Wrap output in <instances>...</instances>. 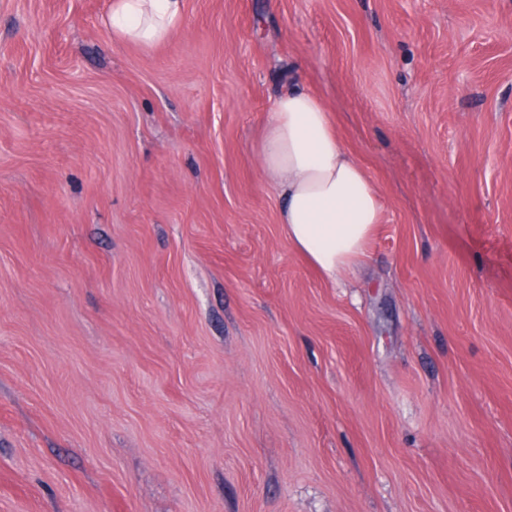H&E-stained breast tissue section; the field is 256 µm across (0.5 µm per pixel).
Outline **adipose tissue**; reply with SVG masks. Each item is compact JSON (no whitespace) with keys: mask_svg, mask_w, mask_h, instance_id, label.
Instances as JSON below:
<instances>
[{"mask_svg":"<svg viewBox=\"0 0 512 512\" xmlns=\"http://www.w3.org/2000/svg\"><path fill=\"white\" fill-rule=\"evenodd\" d=\"M183 0H112L104 25L124 41L152 47L180 26ZM262 174L282 200L279 222L292 248L326 280L363 260L381 220L377 192L336 133L324 103L289 90L261 135Z\"/></svg>","mask_w":512,"mask_h":512,"instance_id":"1","label":"adipose tissue"}]
</instances>
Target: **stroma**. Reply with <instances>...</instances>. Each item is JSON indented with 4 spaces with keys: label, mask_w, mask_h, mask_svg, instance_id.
Segmentation results:
<instances>
[{
    "label": "stroma",
    "mask_w": 512,
    "mask_h": 512,
    "mask_svg": "<svg viewBox=\"0 0 512 512\" xmlns=\"http://www.w3.org/2000/svg\"><path fill=\"white\" fill-rule=\"evenodd\" d=\"M110 3L0 0V512H512V0ZM289 87L383 207L338 284ZM183 0H113L103 24L143 47L165 42L181 25ZM262 174L282 200L288 242L326 280L363 260L381 220L377 192L336 133L324 103L288 90L261 135Z\"/></svg>",
    "instance_id": "obj_1"
}]
</instances>
